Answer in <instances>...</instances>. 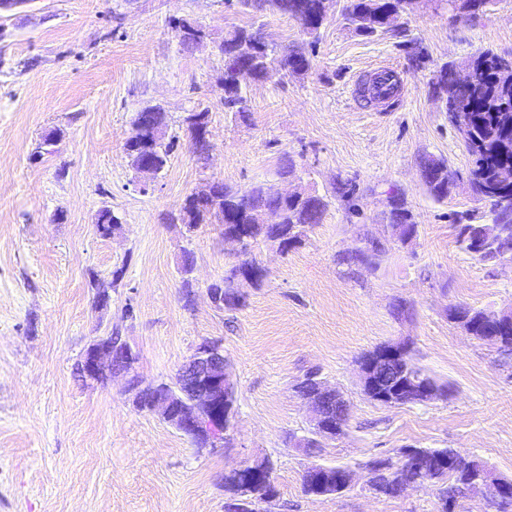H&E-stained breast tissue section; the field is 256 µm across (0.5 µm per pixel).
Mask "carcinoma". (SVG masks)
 <instances>
[{
	"mask_svg": "<svg viewBox=\"0 0 512 512\" xmlns=\"http://www.w3.org/2000/svg\"><path fill=\"white\" fill-rule=\"evenodd\" d=\"M255 15L268 11L278 12L299 23L304 33L316 44L320 30L321 0H239ZM492 0H448V5L473 17L483 11ZM411 0H348L343 16L354 30L371 36L385 30L386 19L393 13L403 12ZM174 28L182 30L179 38L187 48H199L211 40L205 28L188 19H178ZM261 29L254 27H234L224 31L222 44L218 50L224 59V110L234 112L241 118L247 117L246 98L242 85L237 79L239 70L246 68L256 79H266L273 75L279 78L302 75L311 68V59L300 49L274 48L260 40ZM500 54L491 49L485 50L466 62L472 73V80L462 83L455 77L456 67L452 64L441 66L436 90L446 105L450 117L459 113L467 119L465 129L459 130L466 149L473 157L470 170L472 184L480 196L498 197L490 203L488 223L489 233L481 238L467 235L470 224L459 225L457 243L460 249L473 259L487 262L512 256V181L504 182L503 173L512 172V74L500 71ZM210 112L201 110L189 113L183 120L192 147L198 158L208 155V145L202 141L200 130L208 126ZM151 139L152 159L157 168L167 163L177 143L175 138H163V133H147ZM422 167L427 174V188L436 200L448 197V166L442 159L425 157ZM276 207L285 215V223L280 226L260 224L258 213L264 207ZM329 202L319 196H291L278 200L270 197L267 187L255 185L247 191L239 192L220 185V189L210 197L187 195L179 213L169 216V220L184 226L192 234L203 224H220L224 235H242L247 241L242 263L256 271L254 285L264 281L266 270L252 256L254 244L281 237V244L288 249L301 241L306 232L322 220ZM390 206L396 213L395 220L386 225L382 240L360 238L343 256L349 266L375 269L388 250V244L403 238L408 233L417 232V224L404 200L393 195ZM120 227L118 218L108 210L98 213L96 228L102 237H110ZM194 266L192 253L185 250L181 256L183 272L182 299L185 306L193 302L194 291L190 272ZM223 293V302L218 308H243L247 299L239 295L235 277L226 272L224 277L212 283ZM454 314L474 327L478 336H487L486 344L505 357H512V324H494L489 321L487 311L459 305L453 308ZM436 457L433 470H423L409 464L405 457L394 461L392 458L372 459L364 466L366 485L381 488L385 497H398L401 493L420 487L426 483L440 485V494L435 512H456L460 498L465 496L470 477L468 465H448L454 457L452 448H429ZM278 496L276 486L258 482L242 497L249 512H261V505L271 503Z\"/></svg>",
	"mask_w": 512,
	"mask_h": 512,
	"instance_id": "cac0c4a2",
	"label": "carcinoma"
}]
</instances>
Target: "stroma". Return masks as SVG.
Instances as JSON below:
<instances>
[{
    "label": "stroma",
    "instance_id": "1",
    "mask_svg": "<svg viewBox=\"0 0 512 512\" xmlns=\"http://www.w3.org/2000/svg\"><path fill=\"white\" fill-rule=\"evenodd\" d=\"M346 3L330 5L307 73L244 81V120L221 102L216 44L225 29L257 25L272 45L307 48L285 16L254 17L238 0H28L0 22V512H224L225 473L263 457L278 490L270 512H434L432 487L395 498L361 480L338 495L302 491L310 465L357 469L408 446L453 448L512 479V360L449 317L459 304L512 309V259L480 262L456 243V218L485 223L489 204L470 184L472 158L434 90L443 63L512 54V0H493L473 19L448 0H412L374 37L347 24ZM174 18L206 25L212 43L183 48ZM381 64L403 83L386 105L361 94ZM147 105L165 112L177 140L154 177L136 172L125 149ZM204 108L213 145L205 160L183 125ZM427 156L448 164L440 202L421 178ZM286 158L294 171L284 179ZM211 181L312 190L330 202L295 247L256 245L267 276L247 287L240 309H216L207 295L236 260L221 225L188 236L167 221ZM341 183L353 200L337 194ZM393 191L416 236L391 244L377 269L343 264L358 237L383 238ZM104 209L121 223L108 238L96 230ZM186 250L189 308L180 295ZM101 283L112 286L103 307ZM401 302L407 314H397ZM113 330L138 353L146 384L173 381L202 341H220L237 390L230 443L195 447L138 410L122 377H82L86 349ZM394 342L408 344L443 397L390 407L363 394L360 357ZM310 371L350 405L344 436L320 448L299 443L310 411L295 386Z\"/></svg>",
    "mask_w": 512,
    "mask_h": 512
}]
</instances>
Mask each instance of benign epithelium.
Instances as JSON below:
<instances>
[{"label":"benign epithelium","instance_id":"benign-epithelium-1","mask_svg":"<svg viewBox=\"0 0 512 512\" xmlns=\"http://www.w3.org/2000/svg\"><path fill=\"white\" fill-rule=\"evenodd\" d=\"M407 346L391 343L379 347L359 362V383L370 399L384 405L425 403L436 398L433 385L406 362ZM121 352L106 343L99 344L90 355H84L79 370L90 380L122 376L129 390L154 391L157 386L143 384L132 366H120ZM313 411V430L334 438L344 431L332 432L334 408H346L348 402L336 389L322 380L299 392ZM164 406L165 420L180 429L198 434L218 447L224 443V428L235 424V389L230 373L224 370V348L218 342H204L180 366L175 383L166 386L158 401L147 405L153 411L157 403ZM470 470L469 493H482L488 503L512 501V480L497 475L475 461ZM271 476L272 464L255 459L232 468L226 475L233 490L239 492L250 476Z\"/></svg>","mask_w":512,"mask_h":512}]
</instances>
